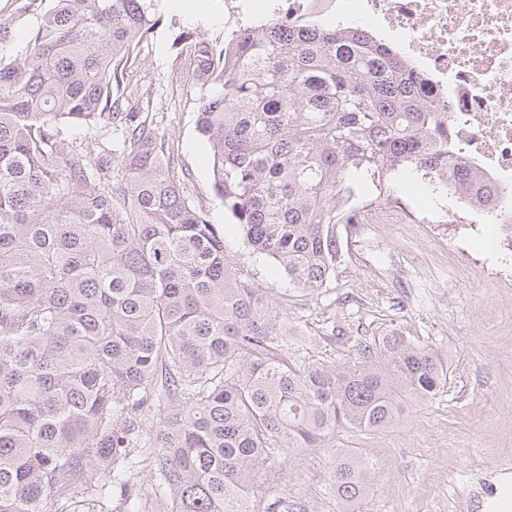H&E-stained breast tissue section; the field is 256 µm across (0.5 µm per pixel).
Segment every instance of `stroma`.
<instances>
[{
	"instance_id": "stroma-1",
	"label": "stroma",
	"mask_w": 512,
	"mask_h": 512,
	"mask_svg": "<svg viewBox=\"0 0 512 512\" xmlns=\"http://www.w3.org/2000/svg\"><path fill=\"white\" fill-rule=\"evenodd\" d=\"M155 4L163 24L130 62L126 81L149 100L147 118L186 170L190 200L225 226L234 271L273 297L287 296L290 321L308 332L300 356L344 362L356 337L394 330L433 346L449 366L447 387L426 400L406 399L395 427L341 429L330 447L285 455L272 469V493L306 501L309 512H340L325 492L336 447L375 467L355 512H498L503 492H512V281L492 271L500 263L512 267V257L494 226L485 225L473 247L457 249L447 207L426 213L405 193L389 225H339L342 262L326 287L311 296L289 293L287 276L232 228L214 194L209 147L196 129V95L186 86L189 60L172 44L182 31L223 40L239 15L227 0ZM63 135L75 148L111 156L110 180L123 179L115 124L68 127Z\"/></svg>"
}]
</instances>
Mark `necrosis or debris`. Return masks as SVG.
Returning a JSON list of instances; mask_svg holds the SVG:
<instances>
[{"mask_svg": "<svg viewBox=\"0 0 512 512\" xmlns=\"http://www.w3.org/2000/svg\"><path fill=\"white\" fill-rule=\"evenodd\" d=\"M288 20L316 16L390 42L448 110L458 152L477 164L471 202L456 212L463 235L494 225L512 252V0H253Z\"/></svg>", "mask_w": 512, "mask_h": 512, "instance_id": "necrosis-or-debris-1", "label": "necrosis or debris"}]
</instances>
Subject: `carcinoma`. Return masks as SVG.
<instances>
[{
  "instance_id": "cac0c4a2",
  "label": "carcinoma",
  "mask_w": 512,
  "mask_h": 512,
  "mask_svg": "<svg viewBox=\"0 0 512 512\" xmlns=\"http://www.w3.org/2000/svg\"><path fill=\"white\" fill-rule=\"evenodd\" d=\"M54 2L21 52L36 0L0 19V512H112L132 499L137 448L168 512H308L268 500L281 455L395 426L448 364L395 331L356 339L347 362L293 357L307 333L288 299L232 270L165 135L125 124L115 184L110 159L61 138L135 96L124 71L160 24L152 0ZM191 45L216 197L295 290L325 286L338 225L399 201L403 174L439 195L469 181L432 89L359 28L273 13ZM370 473L334 452L336 503H357Z\"/></svg>"
}]
</instances>
